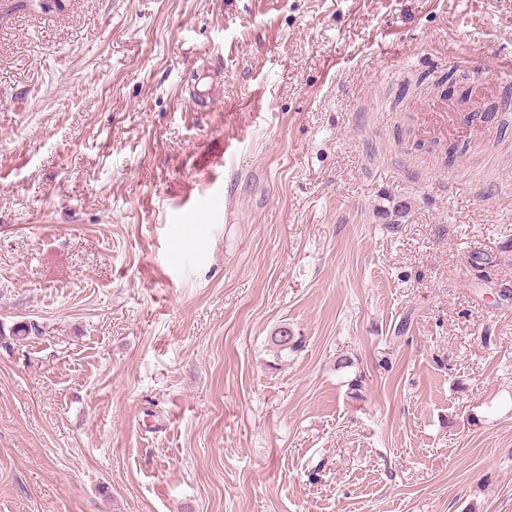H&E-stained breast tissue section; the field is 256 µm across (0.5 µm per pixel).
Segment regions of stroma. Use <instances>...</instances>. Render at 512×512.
<instances>
[{
  "instance_id": "obj_1",
  "label": "stroma",
  "mask_w": 512,
  "mask_h": 512,
  "mask_svg": "<svg viewBox=\"0 0 512 512\" xmlns=\"http://www.w3.org/2000/svg\"><path fill=\"white\" fill-rule=\"evenodd\" d=\"M13 2L0 512H512V0Z\"/></svg>"
}]
</instances>
